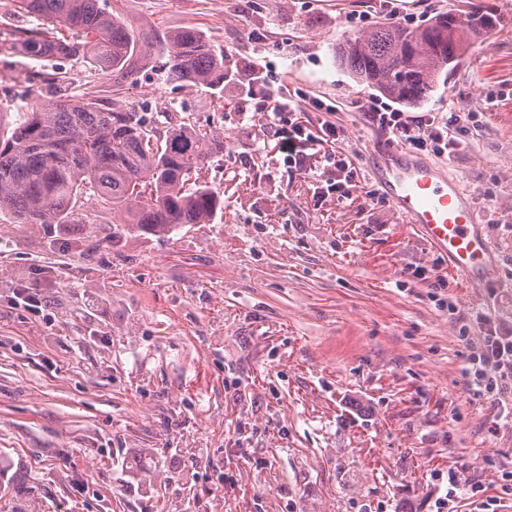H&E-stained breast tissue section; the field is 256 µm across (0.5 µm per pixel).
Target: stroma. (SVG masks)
I'll use <instances>...</instances> for the list:
<instances>
[{"label":"stroma","instance_id":"35a3bbf8","mask_svg":"<svg viewBox=\"0 0 512 512\" xmlns=\"http://www.w3.org/2000/svg\"><path fill=\"white\" fill-rule=\"evenodd\" d=\"M100 3L139 40L127 73L2 46L0 102L59 86L188 116L224 138L204 173L224 214L125 232L90 191L65 224L0 214V512H436L452 473L483 490L458 493L453 512H479L486 495L512 512V426L468 387L467 344L427 298L441 279L460 313L512 322V0ZM476 5L482 37L413 108L468 128L441 163L494 253L493 280L469 285L373 198L383 136L362 112L384 97L336 49ZM184 28L223 50V92L167 81V38ZM283 88L307 130L318 103L337 107L339 141L300 166L254 109ZM22 288L41 313L14 306Z\"/></svg>","mask_w":512,"mask_h":512}]
</instances>
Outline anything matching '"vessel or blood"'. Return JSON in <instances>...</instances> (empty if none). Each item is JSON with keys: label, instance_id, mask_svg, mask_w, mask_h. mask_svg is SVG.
Wrapping results in <instances>:
<instances>
[{"label": "vessel or blood", "instance_id": "vessel-or-blood-1", "mask_svg": "<svg viewBox=\"0 0 512 512\" xmlns=\"http://www.w3.org/2000/svg\"><path fill=\"white\" fill-rule=\"evenodd\" d=\"M374 155L372 173L383 193L430 245L446 254L449 270L488 278L492 249L459 181L426 158L393 146L378 147Z\"/></svg>", "mask_w": 512, "mask_h": 512}]
</instances>
